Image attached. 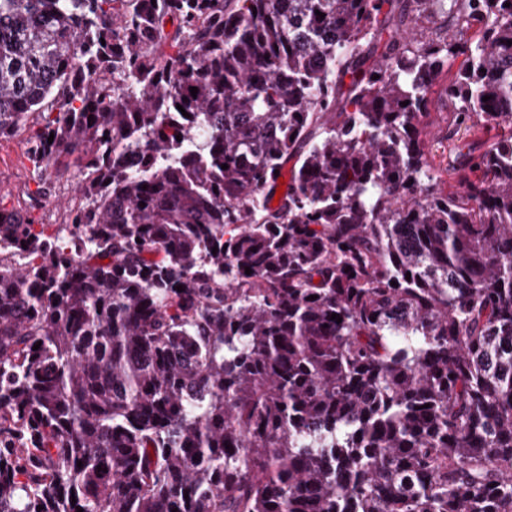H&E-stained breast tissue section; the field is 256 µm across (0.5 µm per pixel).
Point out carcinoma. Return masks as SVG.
Listing matches in <instances>:
<instances>
[{"label":"carcinoma","instance_id":"carcinoma-1","mask_svg":"<svg viewBox=\"0 0 512 512\" xmlns=\"http://www.w3.org/2000/svg\"><path fill=\"white\" fill-rule=\"evenodd\" d=\"M509 40L512 0H0V137L77 177L66 245L0 208V512H512ZM460 55L504 132L448 193ZM463 60V56L453 59L432 85L430 114L426 119L429 160L441 179V188L448 192L461 190L455 169L470 156L482 153L496 134V130L489 131L480 122L467 126L458 124L457 107L448 97V84L454 79Z\"/></svg>","mask_w":512,"mask_h":512}]
</instances>
